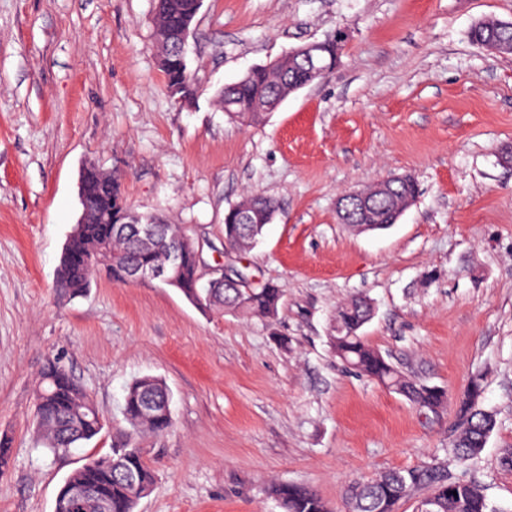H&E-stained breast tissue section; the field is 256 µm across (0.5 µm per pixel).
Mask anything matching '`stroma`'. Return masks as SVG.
Returning a JSON list of instances; mask_svg holds the SVG:
<instances>
[{
	"label": "stroma",
	"mask_w": 512,
	"mask_h": 512,
	"mask_svg": "<svg viewBox=\"0 0 512 512\" xmlns=\"http://www.w3.org/2000/svg\"><path fill=\"white\" fill-rule=\"evenodd\" d=\"M154 14L155 0H0V435L13 448L0 512H53L77 460L120 440L125 388L144 375L170 388L172 426L139 440L155 483L136 512H281V482L346 512L348 484L425 464L512 512V54L468 37L477 20L512 21V0H204L189 103L166 86ZM338 32L335 68L263 123L214 105L252 67ZM89 161L117 171L134 209L185 225L207 265L279 288L276 318L102 274L61 292ZM401 174L419 194L396 224H339L340 193ZM249 192L275 198L276 217L257 247L227 250L224 214ZM356 295L374 306L365 341L445 390L437 411L336 358V306ZM54 356L106 420L58 459L33 420ZM476 377L497 424L460 462L457 404Z\"/></svg>",
	"instance_id": "obj_1"
}]
</instances>
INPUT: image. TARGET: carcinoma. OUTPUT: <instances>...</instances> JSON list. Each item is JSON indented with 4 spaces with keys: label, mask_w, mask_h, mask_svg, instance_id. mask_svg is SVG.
<instances>
[{
    "label": "carcinoma",
    "mask_w": 512,
    "mask_h": 512,
    "mask_svg": "<svg viewBox=\"0 0 512 512\" xmlns=\"http://www.w3.org/2000/svg\"><path fill=\"white\" fill-rule=\"evenodd\" d=\"M198 12V0H155L161 71L169 91L180 102H191L199 94L186 59L187 37ZM469 38L482 49L493 46L498 53H512V25L505 26L500 20L489 18L473 24ZM308 80L305 67L295 60L282 70L255 67L244 79L224 87L216 105L230 117L256 125L265 120L266 113L254 111L255 102L284 99L289 86ZM80 194L86 214L67 238L57 276L58 286L65 292L84 293L95 273H103L119 284L127 283L129 266L161 264L166 252L178 246L181 260L175 268L173 288L190 303L203 310H224L244 318L271 321L277 316L282 294L271 284L240 290L226 288L222 281L202 284V248L183 225L150 215L146 221L155 225V232L151 237L141 235L138 225L129 223L134 209L124 196L116 172L87 164L81 173ZM416 194L417 184L410 177L390 192L374 197L370 209L356 212L352 223L386 229L403 201ZM274 208L273 200L265 196H245L224 216V244L234 251L253 248L270 223ZM372 316L373 307L363 296L336 306V334L329 337L335 356L422 409L441 407L446 399L443 389L414 383L364 341L359 331ZM481 396L482 383L476 379L459 403L460 430L451 448L459 459H474L495 427V415L483 407ZM149 397L154 406L146 412L144 402ZM169 402L170 391L162 379L144 375L131 382L123 397V440L112 448L111 454L85 458L70 472L56 496L54 512H70L68 497L74 485L94 490L95 501L88 512H99L101 504L106 506V512H135L139 500L150 493L155 482L154 468L135 441L171 426L172 414L166 407ZM34 420L43 447L55 456L79 447L103 428V417L93 398L56 358L46 362L35 387ZM421 488L427 489L428 494L418 512H496L482 485L471 479L452 480L436 465L391 470L374 480L354 483L345 494L346 509L395 512L401 500ZM272 494L282 512H326L322 498L304 485L277 483L272 486Z\"/></svg>",
    "instance_id": "obj_1"
}]
</instances>
